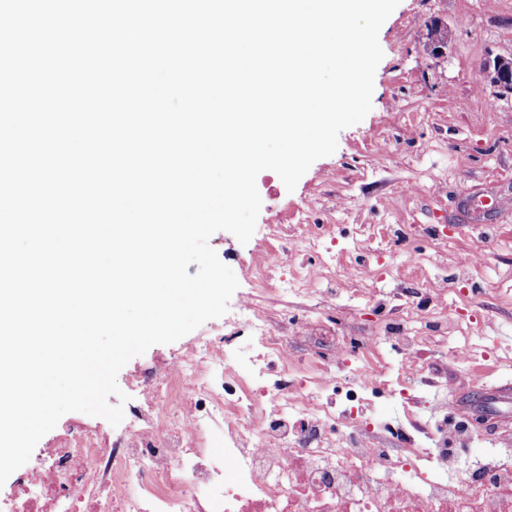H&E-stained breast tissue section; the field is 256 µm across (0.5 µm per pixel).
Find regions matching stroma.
<instances>
[{
	"mask_svg": "<svg viewBox=\"0 0 512 512\" xmlns=\"http://www.w3.org/2000/svg\"><path fill=\"white\" fill-rule=\"evenodd\" d=\"M447 25L449 47L423 50L432 20ZM384 56L374 76L372 109L338 135L336 151L315 161L287 191L273 171L256 185L262 206L248 243L219 231L209 240L235 276L263 260L277 225H308L319 238L310 262L352 251L372 275L361 290L391 298L416 289L466 288L470 315L484 323L501 368L471 388L464 367L430 342L419 353L448 381V395L502 389L488 417L512 434V93L486 79L488 59L512 56V0H400L378 34ZM481 251L474 269L460 259ZM416 256L413 273L397 266Z\"/></svg>",
	"mask_w": 512,
	"mask_h": 512,
	"instance_id": "35a3bbf8",
	"label": "stroma"
}]
</instances>
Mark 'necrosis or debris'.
Wrapping results in <instances>:
<instances>
[{
  "label": "necrosis or debris",
  "instance_id": "necrosis-or-debris-1",
  "mask_svg": "<svg viewBox=\"0 0 512 512\" xmlns=\"http://www.w3.org/2000/svg\"><path fill=\"white\" fill-rule=\"evenodd\" d=\"M352 269L331 253L322 267L278 280L269 264L248 272L287 295H312L326 280L318 292L332 307ZM401 311L400 322L366 335L323 339L327 363L304 350L317 319L285 336L275 314L243 300L224 329L131 375L138 396L123 432L64 429L53 466L18 485L8 512H512V438L479 447L466 410L448 398L430 418L414 411V386L428 374L416 351L447 334L448 322L428 320L415 333L414 303ZM387 345L402 356L385 391L402 400L395 429L367 412Z\"/></svg>",
  "mask_w": 512,
  "mask_h": 512
}]
</instances>
